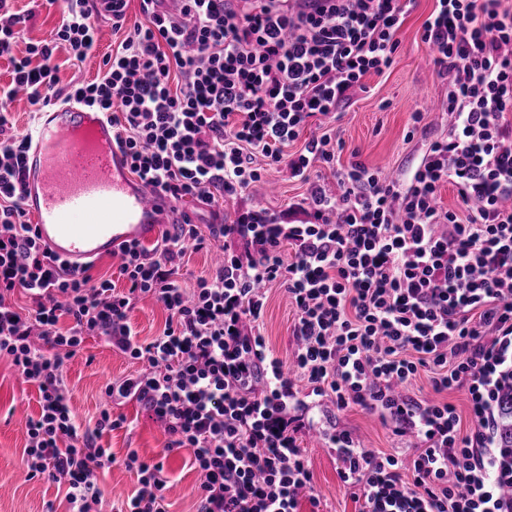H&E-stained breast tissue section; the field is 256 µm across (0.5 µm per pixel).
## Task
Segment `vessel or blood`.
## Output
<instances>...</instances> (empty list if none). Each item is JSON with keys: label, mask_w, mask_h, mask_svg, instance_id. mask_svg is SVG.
I'll return each instance as SVG.
<instances>
[{"label": "vessel or blood", "mask_w": 512, "mask_h": 512, "mask_svg": "<svg viewBox=\"0 0 512 512\" xmlns=\"http://www.w3.org/2000/svg\"><path fill=\"white\" fill-rule=\"evenodd\" d=\"M29 136L24 207L74 272L176 223L171 201L135 179L104 114L80 104L39 113Z\"/></svg>", "instance_id": "b4317fda"}]
</instances>
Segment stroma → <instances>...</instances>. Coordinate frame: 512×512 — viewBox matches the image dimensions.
I'll list each match as a JSON object with an SVG mask.
<instances>
[{"label":"stroma","mask_w":512,"mask_h":512,"mask_svg":"<svg viewBox=\"0 0 512 512\" xmlns=\"http://www.w3.org/2000/svg\"><path fill=\"white\" fill-rule=\"evenodd\" d=\"M17 17L14 27V53L22 57L29 46L51 40L59 26V5L46 0H11ZM434 8V0H415L401 27L399 48L385 73L364 78V87L343 103L341 117L335 122L312 119L301 132L300 141L325 133L336 135L344 143L341 164L358 158L367 167L389 175L406 172L415 164L425 141L446 135L448 117L440 103L448 93V84L434 68L429 46L421 39L422 26ZM139 0H129L122 29H113L110 20L101 23V39L96 49L83 60L71 58L66 48L54 57L58 64L59 97H66L74 85L89 83L103 76L104 60L143 22ZM423 112L421 129L414 139L406 134L412 126L413 112ZM306 183L293 179L284 169L265 170L261 181L252 184L236 200L224 205L225 221H233L237 209L260 206L272 212L284 210L306 196ZM293 310L283 289L267 292L262 332L273 354L290 360L295 339ZM139 362L112 350L98 337H87L81 352L67 361L64 377L71 390V410L82 423L94 422L104 403V388L112 380L137 371ZM40 411L36 387L24 383L8 359L0 358V512H45L54 506L65 512L64 493L57 485L41 478H28L23 461L26 425ZM131 429L103 434L100 443L118 460L100 478L107 495L130 494L137 485L135 472L125 469L120 460L128 450H136L148 461L162 462L168 478L166 499L169 512H195V488L200 476L188 451L165 452L167 436L162 425L140 403L130 401L120 408ZM340 423L370 448L388 450L400 441L370 413L351 408L339 415ZM302 447L310 461L321 512H361L362 503L345 491L337 475L335 454L315 437H306Z\"/></svg>","instance_id":"1"}]
</instances>
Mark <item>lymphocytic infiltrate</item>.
<instances>
[{
  "mask_svg": "<svg viewBox=\"0 0 512 512\" xmlns=\"http://www.w3.org/2000/svg\"><path fill=\"white\" fill-rule=\"evenodd\" d=\"M129 0H65L55 40L15 58L16 17L0 0V357L39 392L27 424L29 477L64 487L68 512H102L99 472L117 460L98 446L122 428L112 406L137 400L165 426L167 449H186L200 474L196 512H300L318 505L300 446L321 424L320 401L378 413L410 443L412 459L364 448L350 431L327 436L338 477L362 512H512V448L499 445L502 392L512 386V9L502 0H435L421 38L448 82L447 136L425 143L408 179L362 162L337 164L342 142L324 134L294 150L311 119L338 106L370 74L388 70L413 0H313L284 9L255 0H140L136 25L105 61L103 77L70 98L104 112L130 170L173 203L208 206L242 195L262 166L308 183L305 221L261 208L201 230L175 225L161 244L121 249L129 283H92L40 242L22 208L29 136L9 134L17 89L49 104L54 54L80 60L98 40L101 14L121 28ZM335 168L339 193L312 180ZM461 206L442 208L443 184ZM223 239L212 275L182 287L186 250ZM292 257H284V246ZM284 288L295 314L292 369L260 332L266 287ZM30 305L20 308L17 294ZM167 312L142 343L128 322L135 302ZM70 326H62L61 317ZM141 361L108 384L111 405L78 423L63 376L86 337ZM435 393L467 392L473 426L454 405L404 393L419 371ZM137 487L117 512H168L163 466L128 451Z\"/></svg>",
  "mask_w": 512,
  "mask_h": 512,
  "instance_id": "lymphocytic-infiltrate-1",
  "label": "lymphocytic infiltrate"
}]
</instances>
